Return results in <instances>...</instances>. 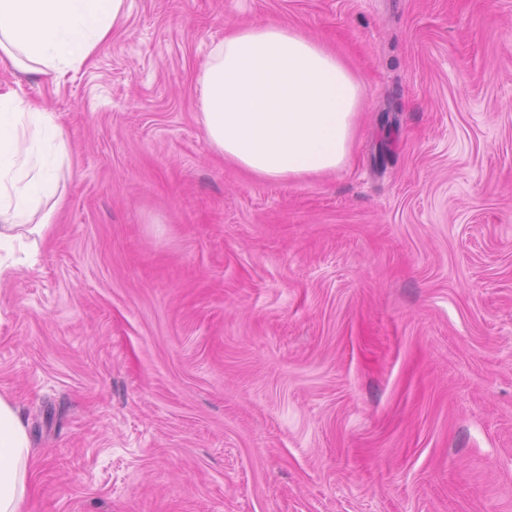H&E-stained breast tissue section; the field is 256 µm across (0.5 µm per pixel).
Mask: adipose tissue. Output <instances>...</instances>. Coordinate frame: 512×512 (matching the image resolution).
Returning a JSON list of instances; mask_svg holds the SVG:
<instances>
[{
  "label": "adipose tissue",
  "instance_id": "adipose-tissue-1",
  "mask_svg": "<svg viewBox=\"0 0 512 512\" xmlns=\"http://www.w3.org/2000/svg\"><path fill=\"white\" fill-rule=\"evenodd\" d=\"M126 0H0V63L56 83L108 41ZM199 115L225 161L266 180L305 179L350 160L365 88L325 44L273 23L229 30L197 78ZM70 166L55 113L0 91V255L47 232ZM30 443L0 395V512H21Z\"/></svg>",
  "mask_w": 512,
  "mask_h": 512
}]
</instances>
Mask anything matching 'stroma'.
I'll return each mask as SVG.
<instances>
[{
  "label": "stroma",
  "instance_id": "stroma-1",
  "mask_svg": "<svg viewBox=\"0 0 512 512\" xmlns=\"http://www.w3.org/2000/svg\"><path fill=\"white\" fill-rule=\"evenodd\" d=\"M59 85L71 161L0 277L22 512H512V0H126ZM336 49L346 167L226 163L196 78L233 26Z\"/></svg>",
  "mask_w": 512,
  "mask_h": 512
}]
</instances>
